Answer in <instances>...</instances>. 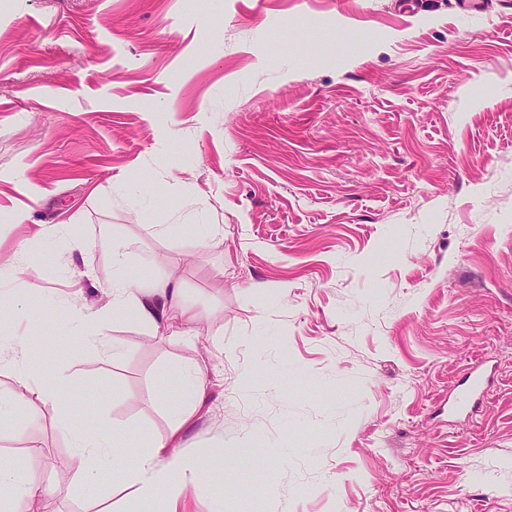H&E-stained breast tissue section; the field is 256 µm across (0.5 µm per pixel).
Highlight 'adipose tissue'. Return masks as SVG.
Returning a JSON list of instances; mask_svg holds the SVG:
<instances>
[{
    "instance_id": "adipose-tissue-1",
    "label": "adipose tissue",
    "mask_w": 512,
    "mask_h": 512,
    "mask_svg": "<svg viewBox=\"0 0 512 512\" xmlns=\"http://www.w3.org/2000/svg\"><path fill=\"white\" fill-rule=\"evenodd\" d=\"M27 242H20L16 255L0 262V306H9L16 311L29 310L31 302L16 294L10 284L25 271L21 262L27 255ZM128 250L126 244L113 243L112 266L116 276L105 290L106 302L97 309L72 305L58 314L69 337L77 341L98 346L109 357H117L120 349L107 341L102 331L105 315L134 313L139 321L155 330L171 328L172 310L180 295L178 284L171 277L156 273L153 269H142L136 277H128L126 267ZM0 350L11 353L17 371L16 388L12 393H0V417H7L20 410L30 401L47 403L54 401L62 392L63 378L49 381L34 375L26 361L23 338L11 329L0 326ZM180 398L172 404L173 431H180L188 419L186 409L199 402L206 393V383L201 371L194 367H183L176 372ZM59 427L68 433L74 456L78 461L86 482H93L103 471L120 469L122 481L143 497H149L157 489L167 491L168 503H175L183 490L205 474L220 475L224 472V456L219 452L198 455H182L168 452L164 442H142L135 465L118 467L122 455L118 438L109 422L76 426L68 410L57 416ZM9 485L11 498L0 501V512H26V506L34 497H51L57 494L56 486L46 483L27 466L14 459H0V485Z\"/></svg>"
}]
</instances>
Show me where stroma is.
<instances>
[{"mask_svg":"<svg viewBox=\"0 0 512 512\" xmlns=\"http://www.w3.org/2000/svg\"><path fill=\"white\" fill-rule=\"evenodd\" d=\"M0 0V257L34 224L92 242L18 289L99 308L113 241L177 280L170 338L129 315L125 353L13 321L32 367L66 373L0 456L55 484L28 512H164L118 472L85 486L60 406L129 444L224 453L179 512H512V0ZM200 239L154 227L176 211ZM492 369L472 417L464 368ZM209 386L178 439L174 367ZM265 446L241 454L245 432Z\"/></svg>","mask_w":512,"mask_h":512,"instance_id":"stroma-1","label":"stroma"}]
</instances>
